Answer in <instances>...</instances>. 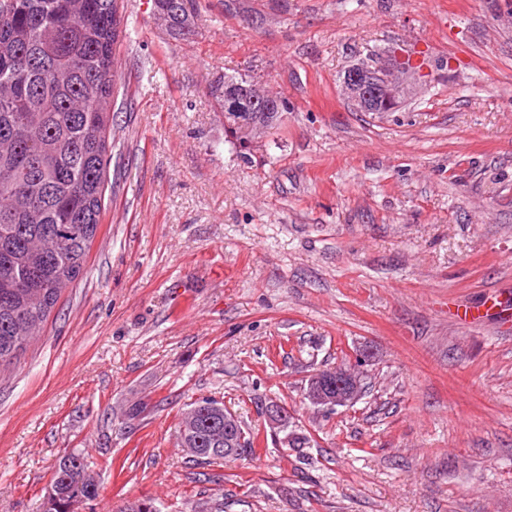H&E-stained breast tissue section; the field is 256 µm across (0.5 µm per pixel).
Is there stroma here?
<instances>
[{"instance_id":"obj_1","label":"stroma","mask_w":512,"mask_h":512,"mask_svg":"<svg viewBox=\"0 0 512 512\" xmlns=\"http://www.w3.org/2000/svg\"><path fill=\"white\" fill-rule=\"evenodd\" d=\"M120 13V176L82 276L0 370V512H40L72 451L99 485L79 512H512V0H199L182 39L152 0ZM392 49L427 57L416 94L353 111L345 70ZM228 75L286 103L247 149ZM365 351L353 408L304 400ZM200 397L258 435L216 482L176 442ZM262 412L275 435L288 431L290 417L287 407L276 400H272L265 403Z\"/></svg>"}]
</instances>
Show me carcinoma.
<instances>
[{"instance_id": "obj_1", "label": "carcinoma", "mask_w": 512, "mask_h": 512, "mask_svg": "<svg viewBox=\"0 0 512 512\" xmlns=\"http://www.w3.org/2000/svg\"><path fill=\"white\" fill-rule=\"evenodd\" d=\"M172 38L185 35L198 0H155ZM121 16L118 0H0V366L38 335L62 291L84 271L110 178L116 105L109 76ZM258 116L242 98L224 100V118ZM217 400H195L200 414L186 440L224 441V420L204 413ZM239 454L252 452L243 422ZM80 467L54 472L42 512H74L98 497L84 456Z\"/></svg>"}]
</instances>
